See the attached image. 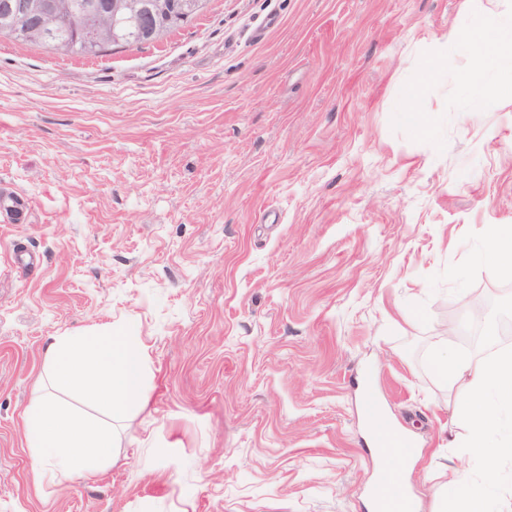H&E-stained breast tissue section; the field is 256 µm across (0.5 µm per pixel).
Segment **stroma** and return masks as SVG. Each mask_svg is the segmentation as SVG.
I'll use <instances>...</instances> for the list:
<instances>
[{
    "label": "stroma",
    "instance_id": "obj_1",
    "mask_svg": "<svg viewBox=\"0 0 512 512\" xmlns=\"http://www.w3.org/2000/svg\"><path fill=\"white\" fill-rule=\"evenodd\" d=\"M512 0H208L102 56L0 40V512H369L374 404L440 512L474 470L428 364L512 314V44L465 83L454 28ZM429 119H406V91ZM135 324L146 403L111 465L36 476L21 415L51 337ZM482 261L499 277L512 278V226L496 227L487 237Z\"/></svg>",
    "mask_w": 512,
    "mask_h": 512
}]
</instances>
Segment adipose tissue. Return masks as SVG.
Here are the masks:
<instances>
[{
	"instance_id": "1",
	"label": "adipose tissue",
	"mask_w": 512,
	"mask_h": 512,
	"mask_svg": "<svg viewBox=\"0 0 512 512\" xmlns=\"http://www.w3.org/2000/svg\"><path fill=\"white\" fill-rule=\"evenodd\" d=\"M486 30H451L450 43L465 46L473 56L470 79H477L501 61L498 44L489 43ZM482 261L494 274L512 278V226L496 227L487 237ZM431 367L449 389H464L454 402V413L468 428L466 445L487 466L512 458V438L499 436L502 411L512 412V351L503 350L480 363L451 351H439ZM442 512H488V497L475 480L459 469H450L443 492Z\"/></svg>"
}]
</instances>
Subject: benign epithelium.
Listing matches in <instances>:
<instances>
[{
    "label": "benign epithelium",
    "instance_id": "1",
    "mask_svg": "<svg viewBox=\"0 0 512 512\" xmlns=\"http://www.w3.org/2000/svg\"><path fill=\"white\" fill-rule=\"evenodd\" d=\"M207 0H193L181 3L179 0H157L155 9L145 12L140 0H112L102 5L98 0H88L80 5L79 16L87 21V44L105 46L118 38V25L138 28L145 33L149 42H159L167 37L175 23L182 16L203 11ZM12 15L27 19L22 34L26 40L43 42L45 33L58 27L63 12L41 0H15Z\"/></svg>",
    "mask_w": 512,
    "mask_h": 512
}]
</instances>
